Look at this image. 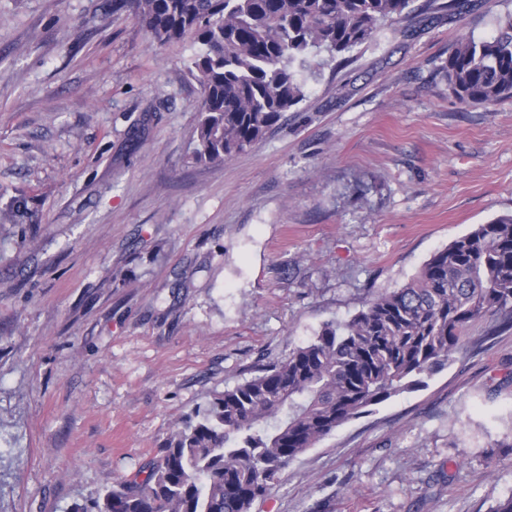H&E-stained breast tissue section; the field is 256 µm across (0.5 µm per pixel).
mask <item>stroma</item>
Wrapping results in <instances>:
<instances>
[{
	"label": "stroma",
	"mask_w": 512,
	"mask_h": 512,
	"mask_svg": "<svg viewBox=\"0 0 512 512\" xmlns=\"http://www.w3.org/2000/svg\"><path fill=\"white\" fill-rule=\"evenodd\" d=\"M512 0L401 20L252 148L197 164L194 36L112 0H0V512H90L224 388L512 214V102L442 66ZM348 421L251 512H492L512 494V330Z\"/></svg>",
	"instance_id": "stroma-1"
}]
</instances>
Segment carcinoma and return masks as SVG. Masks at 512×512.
I'll return each mask as SVG.
<instances>
[{
	"label": "carcinoma",
	"instance_id": "1",
	"mask_svg": "<svg viewBox=\"0 0 512 512\" xmlns=\"http://www.w3.org/2000/svg\"><path fill=\"white\" fill-rule=\"evenodd\" d=\"M411 2L130 0L155 42L196 37L187 69L203 101L192 159L204 164L261 141L322 68ZM444 75L465 105L511 101L512 16L490 39H460ZM487 316L491 332L512 330V216L478 225L404 287L216 395L181 420L143 479L106 490L95 512H250L299 454L448 366L469 324Z\"/></svg>",
	"mask_w": 512,
	"mask_h": 512
}]
</instances>
